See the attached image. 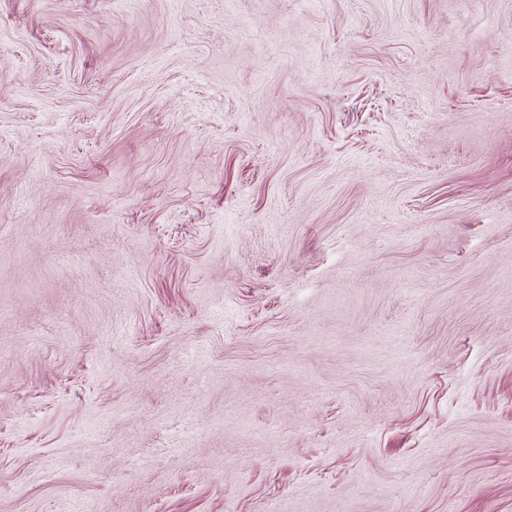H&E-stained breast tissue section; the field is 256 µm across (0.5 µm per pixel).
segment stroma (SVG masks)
Instances as JSON below:
<instances>
[{"instance_id":"1","label":"stroma","mask_w":512,"mask_h":512,"mask_svg":"<svg viewBox=\"0 0 512 512\" xmlns=\"http://www.w3.org/2000/svg\"><path fill=\"white\" fill-rule=\"evenodd\" d=\"M0 512H512V0H0Z\"/></svg>"}]
</instances>
